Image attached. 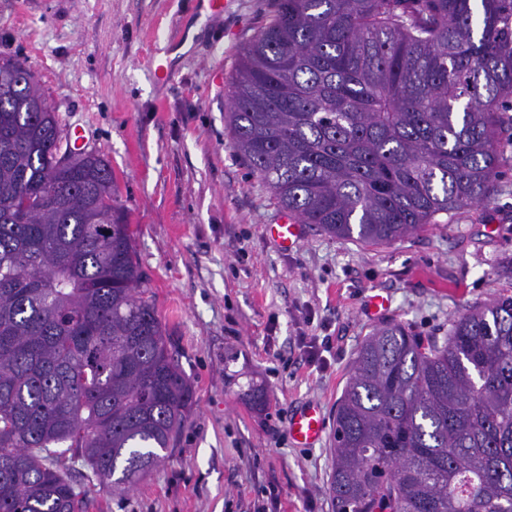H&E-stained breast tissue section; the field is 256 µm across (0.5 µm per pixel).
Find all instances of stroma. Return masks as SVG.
<instances>
[{
	"label": "stroma",
	"instance_id": "obj_1",
	"mask_svg": "<svg viewBox=\"0 0 512 512\" xmlns=\"http://www.w3.org/2000/svg\"><path fill=\"white\" fill-rule=\"evenodd\" d=\"M0 0V52L26 59L63 129L103 151L135 230L137 260L195 391L167 458L122 497L96 489L88 512H333L336 402L374 329L445 336L469 307L512 295V171L490 202L391 244L303 225L296 248L267 236L281 212L230 144L225 106L239 51L273 0ZM184 37L174 77L155 81L153 41ZM389 297L380 316L372 295ZM321 405L312 448L288 436ZM324 430L322 409L315 402L307 403L299 408L288 427L290 438L301 448H312L319 444Z\"/></svg>",
	"mask_w": 512,
	"mask_h": 512
}]
</instances>
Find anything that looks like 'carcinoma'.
<instances>
[{
	"label": "carcinoma",
	"instance_id": "carcinoma-1",
	"mask_svg": "<svg viewBox=\"0 0 512 512\" xmlns=\"http://www.w3.org/2000/svg\"><path fill=\"white\" fill-rule=\"evenodd\" d=\"M242 49L231 145L297 224L400 240L492 199L512 110V0H276ZM0 53V512H83L193 407L105 153L71 150ZM334 512H512V295L427 341L389 323L336 408Z\"/></svg>",
	"mask_w": 512,
	"mask_h": 512
}]
</instances>
